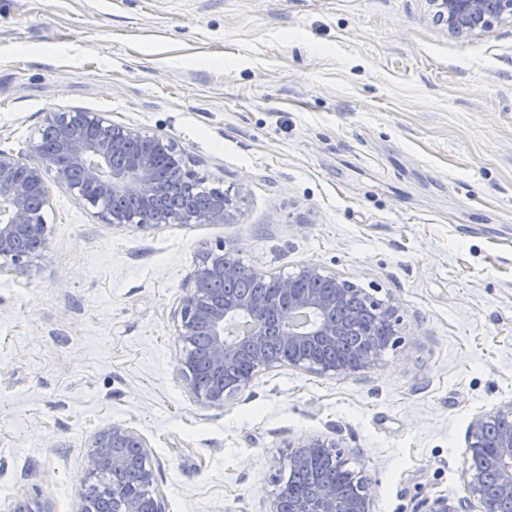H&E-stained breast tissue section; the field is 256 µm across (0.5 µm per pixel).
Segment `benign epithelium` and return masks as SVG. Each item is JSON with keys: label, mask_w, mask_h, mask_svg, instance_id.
Masks as SVG:
<instances>
[{"label": "benign epithelium", "mask_w": 512, "mask_h": 512, "mask_svg": "<svg viewBox=\"0 0 512 512\" xmlns=\"http://www.w3.org/2000/svg\"><path fill=\"white\" fill-rule=\"evenodd\" d=\"M448 32L461 37L512 22V0H434ZM31 164L21 153L0 150V269L27 265L48 243L43 210L49 205V184L71 193L97 209L106 224L145 230L158 224H223L229 217L224 192L214 193L212 205L194 211H172L159 202L154 162L167 161L170 181L194 185L201 181L187 166L185 152L170 138L116 123L106 114L73 108L46 115L30 143ZM237 250L219 242L205 249L177 311L176 336L182 344L178 370L197 402L222 406L248 389L262 371L274 367L264 349L276 334L288 350L287 364L325 377L361 372L374 365L377 352L400 343L398 305L379 301L352 288L343 277L314 264L277 278L274 300L216 299L201 285L243 273L234 262ZM328 452L336 470L351 475L354 495L341 499L338 486H325L312 496L291 493L276 473L268 512H372L371 483L349 467L340 443L310 437L288 452V466L300 467L312 450ZM468 457L482 455L496 467V487L488 489L487 471L467 463L464 486L477 512H501L512 504V403L473 418L468 431ZM135 470L140 489L110 490L118 512H163L162 497L145 440L132 428L112 423L89 440L86 479L112 471ZM424 512H460L446 497L425 502ZM7 512H49L40 498L11 503Z\"/></svg>", "instance_id": "7a95c632"}]
</instances>
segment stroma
Returning <instances> with one entry per match:
<instances>
[{"instance_id":"35a3bbf8","label":"stroma","mask_w":512,"mask_h":512,"mask_svg":"<svg viewBox=\"0 0 512 512\" xmlns=\"http://www.w3.org/2000/svg\"><path fill=\"white\" fill-rule=\"evenodd\" d=\"M432 0H0V149L80 107L173 139L224 224L102 223L50 189L48 246L0 270V510L78 512L85 451L146 441L165 512H266L287 446L339 440L373 512L464 497L472 418L512 401V24ZM317 264L400 302V344L329 378L280 364L224 406L179 372L204 247ZM449 33L461 37L489 31L495 24L512 23V0H432Z\"/></svg>"}]
</instances>
